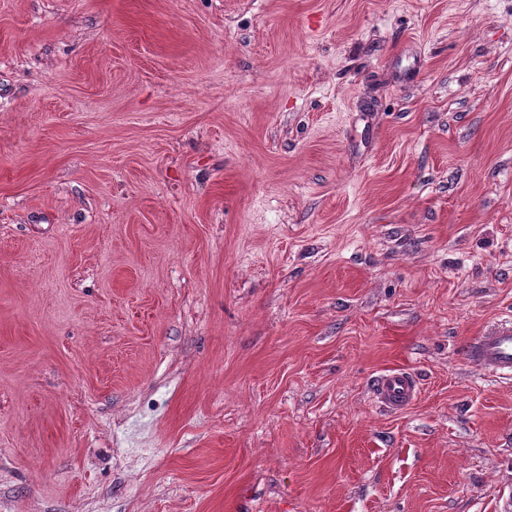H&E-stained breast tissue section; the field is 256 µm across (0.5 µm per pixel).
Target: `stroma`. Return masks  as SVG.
I'll return each mask as SVG.
<instances>
[{
	"instance_id": "1",
	"label": "stroma",
	"mask_w": 512,
	"mask_h": 512,
	"mask_svg": "<svg viewBox=\"0 0 512 512\" xmlns=\"http://www.w3.org/2000/svg\"><path fill=\"white\" fill-rule=\"evenodd\" d=\"M505 314L512 0H0V512H512ZM469 356L480 370L512 379V318L487 329L469 347ZM372 388L377 403L388 412L404 410L420 392L417 378L403 370H393L377 376Z\"/></svg>"
}]
</instances>
